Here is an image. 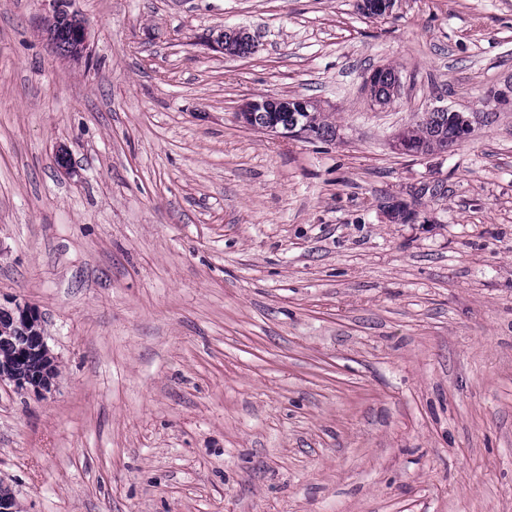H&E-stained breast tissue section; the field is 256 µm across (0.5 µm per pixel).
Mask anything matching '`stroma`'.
Wrapping results in <instances>:
<instances>
[{"mask_svg": "<svg viewBox=\"0 0 512 512\" xmlns=\"http://www.w3.org/2000/svg\"><path fill=\"white\" fill-rule=\"evenodd\" d=\"M67 10L90 63L0 0V304L58 361L0 385L22 512H512V0ZM234 27L254 54L210 49ZM261 97L335 140L240 125ZM441 105L470 137L393 149ZM294 103V104H292ZM304 99L283 100L279 98H268L264 105H260V109H266V112H258L250 101L243 104L238 113V119L242 123H246L254 128H272V132L284 130L286 126L296 125L299 129H304L310 138V141L329 142L336 138V126L329 123L320 111L319 107L311 105ZM308 107V112H305ZM299 110L302 112H295ZM247 112V113H244ZM276 120L275 122H273ZM274 127V128H273ZM274 129L276 131H274ZM5 310L10 313L15 326L26 333V336L16 334L9 316L1 312L0 362H13V354L20 338L24 343L18 348V356L21 359H26L32 353L42 354L45 359V366L40 373L33 376H21V373L12 364H9L8 367L3 366L1 368L0 366V384L5 381L13 384L14 387L22 384L25 392L44 396L51 392L55 386L54 365L56 360L47 345L43 331H41L43 328L42 317L35 308L27 304L15 302L13 307Z\"/></svg>", "mask_w": 512, "mask_h": 512, "instance_id": "stroma-1", "label": "stroma"}]
</instances>
